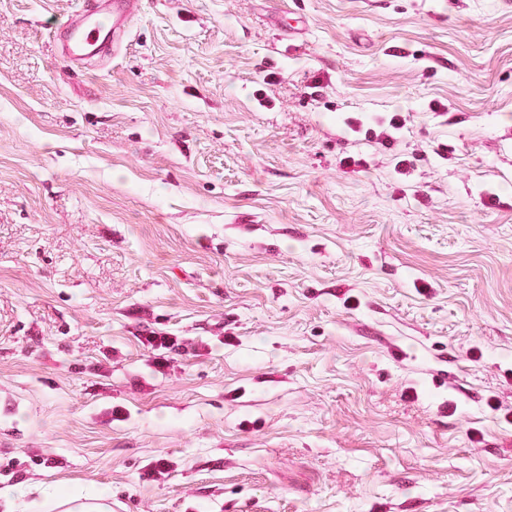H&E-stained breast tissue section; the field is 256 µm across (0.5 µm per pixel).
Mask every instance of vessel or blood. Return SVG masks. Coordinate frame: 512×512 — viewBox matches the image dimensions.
<instances>
[{"mask_svg":"<svg viewBox=\"0 0 512 512\" xmlns=\"http://www.w3.org/2000/svg\"><path fill=\"white\" fill-rule=\"evenodd\" d=\"M136 5L137 0H94L57 29L61 57L76 66L119 41L131 27Z\"/></svg>","mask_w":512,"mask_h":512,"instance_id":"1","label":"vessel or blood"}]
</instances>
